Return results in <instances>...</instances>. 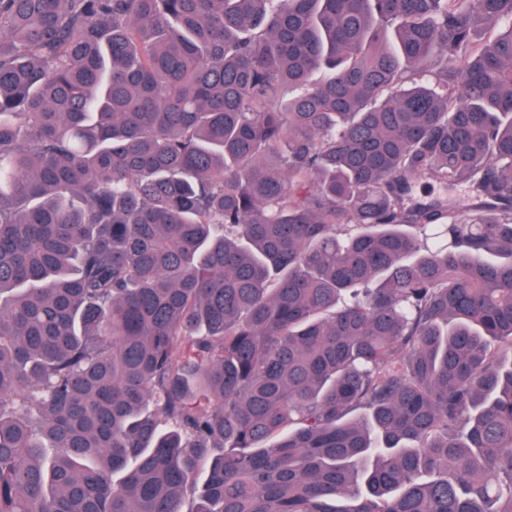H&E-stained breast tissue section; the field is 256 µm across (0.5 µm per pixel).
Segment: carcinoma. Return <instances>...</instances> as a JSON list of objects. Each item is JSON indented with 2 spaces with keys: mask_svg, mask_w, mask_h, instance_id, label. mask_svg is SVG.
<instances>
[{
  "mask_svg": "<svg viewBox=\"0 0 512 512\" xmlns=\"http://www.w3.org/2000/svg\"><path fill=\"white\" fill-rule=\"evenodd\" d=\"M0 512H512V0H0ZM414 195L416 197L429 196L448 199V203L455 204L461 211H464L475 202L478 191L476 186L471 184L443 187L437 184L432 186L417 183L414 187Z\"/></svg>",
  "mask_w": 512,
  "mask_h": 512,
  "instance_id": "cac0c4a2",
  "label": "carcinoma"
}]
</instances>
